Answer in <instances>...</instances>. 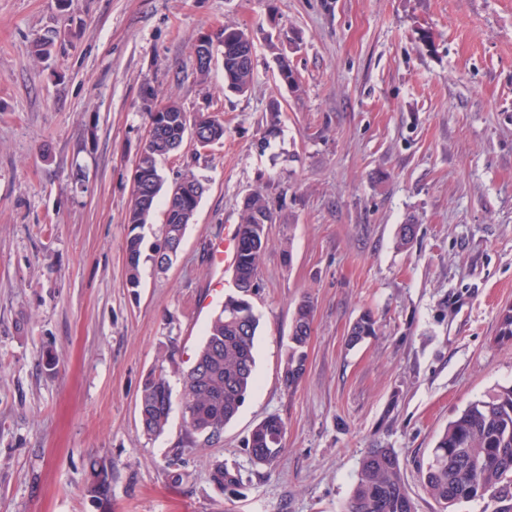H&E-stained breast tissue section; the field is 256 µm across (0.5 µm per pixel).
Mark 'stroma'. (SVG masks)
Returning a JSON list of instances; mask_svg holds the SVG:
<instances>
[{
	"mask_svg": "<svg viewBox=\"0 0 512 512\" xmlns=\"http://www.w3.org/2000/svg\"><path fill=\"white\" fill-rule=\"evenodd\" d=\"M224 26L254 41L242 95L224 92L223 64L199 79L189 54ZM283 54L299 91L277 78ZM147 87L218 114L224 138L163 163L166 182L190 172L206 190L168 271L142 263L131 288ZM255 192L274 209L250 298L255 385L220 440L192 443L171 376L168 426L147 438L141 382L168 346L191 366L234 291L212 244ZM510 304L512 0H0V512H343L372 448L398 454L416 512H440L420 470L459 411L512 384V345L494 341ZM366 311L378 334L349 347ZM272 416L287 430L267 468L246 442ZM93 457L112 464L103 500L87 491ZM218 463L237 484L212 483ZM313 311L311 302L303 300L294 312L284 364V369L288 368V378H284V381L290 390L297 386L306 370V349L311 336Z\"/></svg>",
	"mask_w": 512,
	"mask_h": 512,
	"instance_id": "35a3bbf8",
	"label": "stroma"
}]
</instances>
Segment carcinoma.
I'll return each mask as SVG.
<instances>
[{"instance_id":"cac0c4a2","label":"carcinoma","mask_w":512,"mask_h":512,"mask_svg":"<svg viewBox=\"0 0 512 512\" xmlns=\"http://www.w3.org/2000/svg\"><path fill=\"white\" fill-rule=\"evenodd\" d=\"M219 48L245 39L247 58L239 60L237 51L224 55V90L246 93L253 81L254 44L245 31L222 27L215 33ZM199 122L211 133L212 139H224V122L200 113ZM137 164L152 183L148 202L131 198L125 221L132 233L126 241L127 285H140V263L144 253V237L136 229L147 224L155 210L163 187L160 157L146 147L141 148ZM196 206L194 197H175L167 200L165 224L161 239L151 246L149 258L164 270L172 258H164L163 244H172L174 233L187 229L181 223L183 211ZM272 212L268 198L256 192L242 209L238 224L234 281L259 287L260 271L267 241L262 239L265 225L254 223L252 209ZM313 305L308 300L299 303L294 312L285 367V385L293 390L306 370L307 346L311 336ZM259 318L253 306L241 293L229 295L220 312L207 326L204 339L192 366L182 373L183 396L190 416L184 417L186 434L193 440L208 431H224L238 414L254 384L255 337ZM378 321L365 312L352 325L348 345L354 347L377 335ZM498 344L512 343V305L499 314L495 336ZM175 365L172 356L162 357L161 363L144 378L139 401L145 406L144 433L149 437L161 435L172 409V388L167 369ZM286 424L279 417L259 423L247 442L254 463L271 466L283 449ZM422 479L427 493L442 509L450 510L469 501H485L491 512H512V385L500 387L471 402L438 438ZM211 481L219 488L237 482V476L219 464L211 473ZM112 473L102 459L89 461L87 492L105 499L111 489ZM344 512H415L404 477V468L391 448H371L360 462L351 495Z\"/></svg>"}]
</instances>
